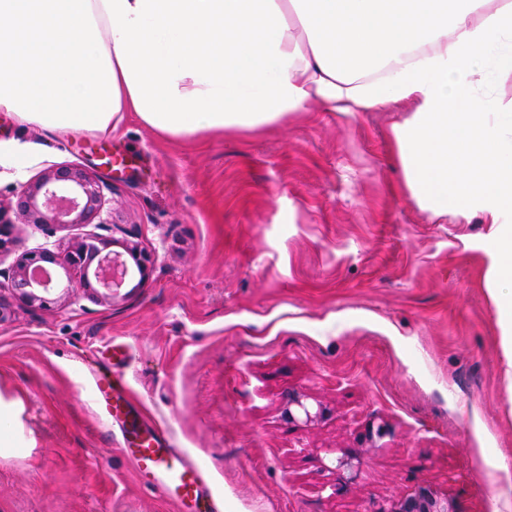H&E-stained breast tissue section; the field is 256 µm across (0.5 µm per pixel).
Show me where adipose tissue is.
Here are the masks:
<instances>
[{
  "label": "adipose tissue",
  "mask_w": 512,
  "mask_h": 512,
  "mask_svg": "<svg viewBox=\"0 0 512 512\" xmlns=\"http://www.w3.org/2000/svg\"><path fill=\"white\" fill-rule=\"evenodd\" d=\"M512 0H0V111L106 133L127 113L173 138L256 131L320 106L409 101L395 126L435 216L481 211L512 384Z\"/></svg>",
  "instance_id": "adipose-tissue-1"
}]
</instances>
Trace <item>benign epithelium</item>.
Wrapping results in <instances>:
<instances>
[{
  "instance_id": "7a95c632",
  "label": "benign epithelium",
  "mask_w": 512,
  "mask_h": 512,
  "mask_svg": "<svg viewBox=\"0 0 512 512\" xmlns=\"http://www.w3.org/2000/svg\"><path fill=\"white\" fill-rule=\"evenodd\" d=\"M102 197L103 187L98 179L77 168L58 167L23 185L17 207L30 224H90L100 213ZM49 266L79 269L83 286L90 288L97 284L102 289L100 298L108 302L120 296L128 275L126 262L119 254L103 252L99 242L90 238L63 252L42 249L21 254L8 277V287L31 305L43 307L51 303L48 294L53 290V280L45 276ZM330 413L331 410L319 401L314 408L308 406L307 395L295 390L288 391L281 400V416L290 424L317 426L328 419ZM386 434L385 427L369 424L358 435L357 445L379 448V441ZM361 463L359 451H344L335 459L337 489L355 483ZM373 512H456V509L448 494L421 486Z\"/></svg>"
}]
</instances>
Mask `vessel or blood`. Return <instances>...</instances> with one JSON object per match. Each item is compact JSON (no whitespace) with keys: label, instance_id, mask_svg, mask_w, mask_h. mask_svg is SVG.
Instances as JSON below:
<instances>
[{"label":"vessel or blood","instance_id":"b4317fda","mask_svg":"<svg viewBox=\"0 0 512 512\" xmlns=\"http://www.w3.org/2000/svg\"><path fill=\"white\" fill-rule=\"evenodd\" d=\"M128 357L125 343L111 341L103 352L105 373H93L92 378L99 412L117 428L119 449L137 480L175 512H222L204 468L175 447L167 429L148 421L132 402L124 379Z\"/></svg>","mask_w":512,"mask_h":512}]
</instances>
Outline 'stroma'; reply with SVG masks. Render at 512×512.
Segmentation results:
<instances>
[{
  "mask_svg": "<svg viewBox=\"0 0 512 512\" xmlns=\"http://www.w3.org/2000/svg\"><path fill=\"white\" fill-rule=\"evenodd\" d=\"M409 110L311 109L258 132L169 139L127 116L109 133L57 136L0 112V211L26 251L87 237L152 260L107 303L83 288L44 307L0 288V512H174L135 478L94 404L86 358L117 339L142 412L206 470L223 512H375L431 485L458 512H512V390L495 258L480 217H431L405 186L391 135ZM60 166L111 184L101 223L40 226L16 212L26 182ZM296 390L332 410L281 417ZM387 424L356 484L329 470L369 423Z\"/></svg>",
  "mask_w": 512,
  "mask_h": 512,
  "instance_id": "35a3bbf8",
  "label": "stroma"
}]
</instances>
